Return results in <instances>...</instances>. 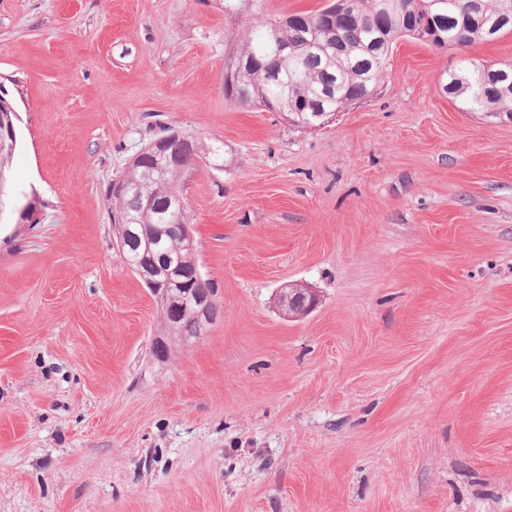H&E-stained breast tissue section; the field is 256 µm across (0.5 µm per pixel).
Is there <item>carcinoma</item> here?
I'll return each mask as SVG.
<instances>
[{
	"label": "carcinoma",
	"instance_id": "cac0c4a2",
	"mask_svg": "<svg viewBox=\"0 0 512 512\" xmlns=\"http://www.w3.org/2000/svg\"><path fill=\"white\" fill-rule=\"evenodd\" d=\"M237 20L232 51L224 70L237 59L256 71L224 84V94L242 106L274 108L313 101L327 121L353 102L371 96L384 76L393 45L401 37L417 41V27L427 22L434 38L426 44L444 49L478 41L491 42L512 31V0H349L332 12L262 17L254 0H224ZM442 90L469 112L488 118L512 113V63L463 62L446 73ZM182 173L154 169L153 160L132 163L123 173L131 190L123 200L112 197L115 214L127 210L140 224L165 227L171 221L170 198ZM159 251L184 262L183 287L212 288L193 277V252L178 236L162 238Z\"/></svg>",
	"mask_w": 512,
	"mask_h": 512
}]
</instances>
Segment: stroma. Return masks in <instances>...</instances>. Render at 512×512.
<instances>
[{
    "mask_svg": "<svg viewBox=\"0 0 512 512\" xmlns=\"http://www.w3.org/2000/svg\"><path fill=\"white\" fill-rule=\"evenodd\" d=\"M224 0H0L16 204L0 223V512H512V122L441 90L512 32L403 37L316 129L224 95ZM170 128L221 311H159L108 190ZM312 288L284 317L276 294ZM319 303L318 295L310 288L298 284H288L281 289L277 304L288 318H298L309 314Z\"/></svg>",
    "mask_w": 512,
    "mask_h": 512,
    "instance_id": "stroma-1",
    "label": "stroma"
}]
</instances>
